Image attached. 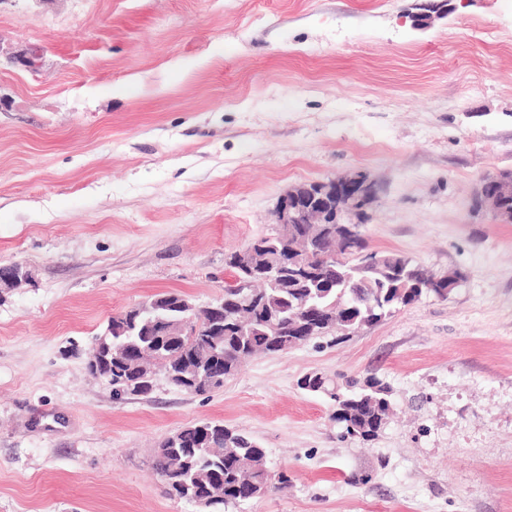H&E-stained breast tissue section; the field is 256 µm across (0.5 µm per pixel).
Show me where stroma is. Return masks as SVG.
Returning a JSON list of instances; mask_svg holds the SVG:
<instances>
[{
    "label": "stroma",
    "instance_id": "1",
    "mask_svg": "<svg viewBox=\"0 0 512 512\" xmlns=\"http://www.w3.org/2000/svg\"><path fill=\"white\" fill-rule=\"evenodd\" d=\"M30 44L39 73L0 66V263L33 276L0 297V512H199L151 457L208 420L290 478L227 512H512V224L474 206L512 169V0H0V48ZM357 172L369 250L461 272L448 298L207 395L88 374L108 317L222 298L288 189ZM311 371L391 387L375 439L340 438Z\"/></svg>",
    "mask_w": 512,
    "mask_h": 512
}]
</instances>
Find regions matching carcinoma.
Returning a JSON list of instances; mask_svg holds the SVG:
<instances>
[{"mask_svg": "<svg viewBox=\"0 0 512 512\" xmlns=\"http://www.w3.org/2000/svg\"><path fill=\"white\" fill-rule=\"evenodd\" d=\"M259 258L274 261L266 269L250 271L240 262L239 252L225 257L240 273L262 285L259 302L247 305L238 292L224 293V320L219 335L171 336L170 327L190 317L209 319L204 306L191 302L179 291L157 293L125 311L108 318L95 344H106L113 351L129 354L146 352L159 361L162 375L173 387L206 395L224 388V382L238 372L240 358L257 353H285L298 339L295 320L302 310L321 315L343 309L336 330L341 340L360 324H375L413 301V295L440 296L448 287L427 280V270L392 253H374L382 259L387 273L381 275L374 263L363 258L368 252L365 238L345 243V263L323 259L329 245L316 241L313 252L316 273L300 284L288 280V267L275 263L285 255L286 243L277 233L252 240ZM86 369L112 389V397L122 401L129 396L148 394L135 363H109L100 353L89 350ZM299 388L327 396L335 407L334 419L343 439H374L387 423L390 388L381 380L347 377L336 382L319 372L300 379ZM265 457V450L252 437L227 427L220 421H201L166 437L154 449L152 468L162 478L165 492L181 498L186 490L208 495L215 485L224 486V499L210 512H225L229 506L247 501L244 488L237 487L236 467L241 458Z\"/></svg>", "mask_w": 512, "mask_h": 512, "instance_id": "1", "label": "carcinoma"}]
</instances>
